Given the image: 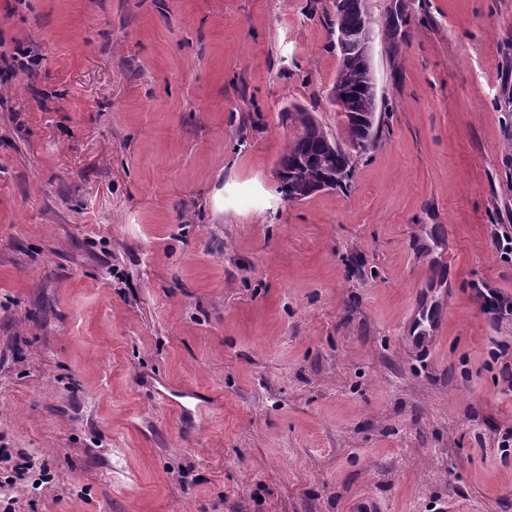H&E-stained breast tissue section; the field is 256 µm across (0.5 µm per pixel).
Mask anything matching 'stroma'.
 Returning <instances> with one entry per match:
<instances>
[{"label": "stroma", "instance_id": "stroma-1", "mask_svg": "<svg viewBox=\"0 0 512 512\" xmlns=\"http://www.w3.org/2000/svg\"><path fill=\"white\" fill-rule=\"evenodd\" d=\"M367 7L379 139L289 203L283 112L343 134L333 0H0L15 512H512V319L478 296L512 297V0ZM486 292L481 293L483 309L485 313L492 315L494 319H503L512 315V303L497 290L485 288ZM444 330L442 310L427 299L419 301L407 328L408 345L412 349L424 350L439 341ZM162 389H159V395L163 402H165L172 410L179 413L180 416L183 414H192L190 405L193 404V400H200L193 390L189 388L174 389L168 384L163 383ZM206 403L204 401H201Z\"/></svg>", "mask_w": 512, "mask_h": 512}]
</instances>
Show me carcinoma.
<instances>
[{"label": "carcinoma", "mask_w": 512, "mask_h": 512, "mask_svg": "<svg viewBox=\"0 0 512 512\" xmlns=\"http://www.w3.org/2000/svg\"><path fill=\"white\" fill-rule=\"evenodd\" d=\"M333 8L334 29L354 30L365 39L372 35L373 23L366 0H333ZM333 93L343 116V140L330 137L318 120L304 109L286 112V119L291 121L296 133L279 159V165L301 195L307 194L333 172L342 174L336 187H346L352 179V147L356 145L366 152L378 140L379 126L366 125L354 117V114L365 111L370 88L359 61L347 53H340Z\"/></svg>", "instance_id": "1"}]
</instances>
